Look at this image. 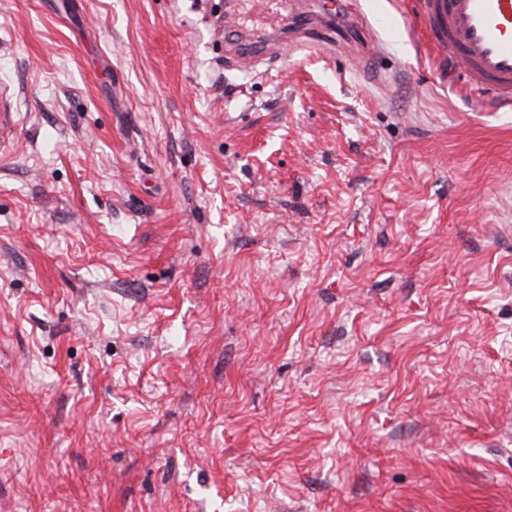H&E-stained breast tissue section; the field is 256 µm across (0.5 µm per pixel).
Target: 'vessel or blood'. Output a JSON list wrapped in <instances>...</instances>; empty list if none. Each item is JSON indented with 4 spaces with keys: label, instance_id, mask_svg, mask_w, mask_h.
<instances>
[{
    "label": "vessel or blood",
    "instance_id": "obj_1",
    "mask_svg": "<svg viewBox=\"0 0 512 512\" xmlns=\"http://www.w3.org/2000/svg\"><path fill=\"white\" fill-rule=\"evenodd\" d=\"M420 10L435 56L462 65L466 92L492 95L499 107L512 108V0H421ZM350 41L368 53L382 49L362 28L352 36L330 30L310 37L302 28L296 35L297 48L311 52ZM19 123L12 96L1 86L0 154L13 144Z\"/></svg>",
    "mask_w": 512,
    "mask_h": 512
}]
</instances>
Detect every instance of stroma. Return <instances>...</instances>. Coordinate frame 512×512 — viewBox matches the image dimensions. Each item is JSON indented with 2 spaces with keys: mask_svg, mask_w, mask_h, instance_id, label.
<instances>
[{
  "mask_svg": "<svg viewBox=\"0 0 512 512\" xmlns=\"http://www.w3.org/2000/svg\"><path fill=\"white\" fill-rule=\"evenodd\" d=\"M326 0H0V512H512V109ZM355 29L357 31V34H355L354 36L344 34L339 35V37L336 38L335 32L332 30H328L319 37H310L305 34L313 29H308L307 27L300 26L298 28L297 35L295 37H291L289 49L295 41L297 49H305L310 52L318 51L324 47H328L330 48V50L336 51V46H341L344 43L354 42L356 45L360 46L365 52L379 53L381 51V42L372 41V39L369 38L366 30L361 25L357 23V28ZM20 116L16 112L12 95L7 87H0V154L5 153L14 142V133L19 126Z\"/></svg>",
  "mask_w": 512,
  "mask_h": 512,
  "instance_id": "35a3bbf8",
  "label": "stroma"
}]
</instances>
